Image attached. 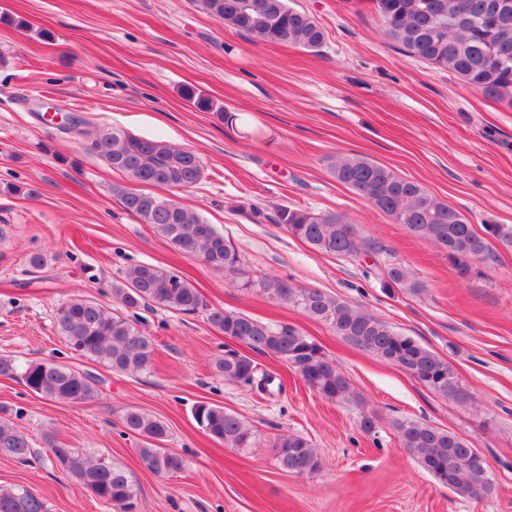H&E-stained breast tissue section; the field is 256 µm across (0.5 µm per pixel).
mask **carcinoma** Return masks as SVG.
Here are the masks:
<instances>
[{"label": "carcinoma", "instance_id": "cac0c4a2", "mask_svg": "<svg viewBox=\"0 0 512 512\" xmlns=\"http://www.w3.org/2000/svg\"><path fill=\"white\" fill-rule=\"evenodd\" d=\"M388 39L407 56L448 71L484 96L512 105V0L492 12L497 0H370ZM196 8L250 39L268 45L294 46L317 52L324 32L317 19L290 0H193ZM89 122L73 115L61 133L73 138L110 168L133 183L171 192L196 185L203 177L200 156L161 139H147L117 128L88 130ZM336 180L364 198L382 215L402 224L448 258L461 277L476 263L492 257L491 241L512 246V225L486 224L478 233L468 216L431 195L418 183L387 165L360 155L331 161ZM122 207L150 225L176 251L224 270L230 286L254 290L266 298L299 309L336 335L396 366L443 396L462 394L459 378L447 359L414 339L394 331L357 305L318 288L291 284L275 276L252 278L240 268L235 247L212 224L179 201L152 192L114 186ZM278 223L312 250L329 255L368 252L371 245L356 237L354 227L336 213L302 207L278 208ZM383 287L417 291L423 284L398 263L378 272ZM110 307L91 299H72L57 309L56 326L70 349L116 373L135 374L153 361V339L125 314L128 309L159 305L185 315L207 310L208 324L253 352L271 355L291 368L311 390L330 401L349 397L346 377L313 339L288 323L272 324L226 308H206L200 291L179 274L152 264L127 268L112 283ZM228 383L276 386L277 377L258 370L247 355L229 350L215 360ZM0 374L20 376L32 392L54 401L84 403L95 398L96 378L54 361L17 366L0 358ZM194 420L213 441L230 448L254 447L256 430L218 404L196 405ZM123 426L140 438L138 455L151 472L164 476L187 467L178 451L164 447L167 425L136 408L122 416ZM401 447L441 485L466 498L493 494L488 462L471 442L423 421L398 425ZM77 459L67 475L95 498L118 512L138 506L137 490L126 471L102 457L70 449ZM33 453L31 439L0 408V455L25 461ZM278 467L287 473L318 472L322 461L311 441L297 434L280 438ZM0 512H47L45 502L26 489L0 488Z\"/></svg>", "mask_w": 512, "mask_h": 512}]
</instances>
